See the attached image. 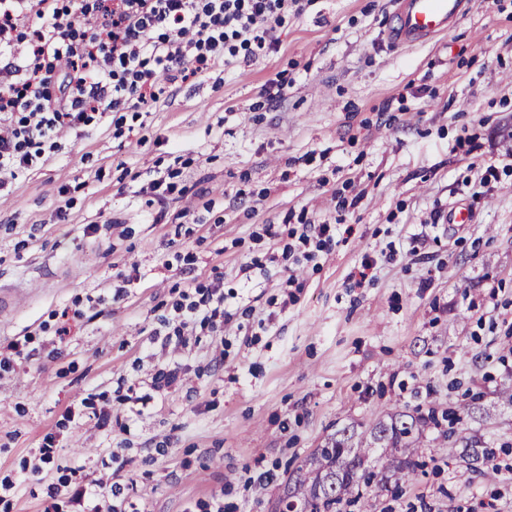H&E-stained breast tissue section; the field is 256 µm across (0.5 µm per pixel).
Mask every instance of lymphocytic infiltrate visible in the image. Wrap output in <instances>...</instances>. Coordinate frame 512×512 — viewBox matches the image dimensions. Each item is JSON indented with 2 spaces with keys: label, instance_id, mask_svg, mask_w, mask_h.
Segmentation results:
<instances>
[{
  "label": "lymphocytic infiltrate",
  "instance_id": "f902f5d3",
  "mask_svg": "<svg viewBox=\"0 0 512 512\" xmlns=\"http://www.w3.org/2000/svg\"><path fill=\"white\" fill-rule=\"evenodd\" d=\"M297 0H0V190L57 147L61 128L91 125L98 114L159 102V75L189 78L238 57L266 55ZM40 21L28 29L29 14ZM176 304L164 325L224 315L219 285Z\"/></svg>",
  "mask_w": 512,
  "mask_h": 512
}]
</instances>
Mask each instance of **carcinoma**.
Instances as JSON below:
<instances>
[{
    "mask_svg": "<svg viewBox=\"0 0 512 512\" xmlns=\"http://www.w3.org/2000/svg\"><path fill=\"white\" fill-rule=\"evenodd\" d=\"M436 423V412L425 416L397 413L366 434L345 427L315 449L285 484L284 496L297 512H342L364 508L373 483H399L414 473L425 429Z\"/></svg>",
    "mask_w": 512,
    "mask_h": 512,
    "instance_id": "obj_1",
    "label": "carcinoma"
}]
</instances>
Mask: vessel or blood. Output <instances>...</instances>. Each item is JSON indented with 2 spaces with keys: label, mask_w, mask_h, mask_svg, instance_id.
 <instances>
[{
  "label": "vessel or blood",
  "mask_w": 512,
  "mask_h": 512,
  "mask_svg": "<svg viewBox=\"0 0 512 512\" xmlns=\"http://www.w3.org/2000/svg\"><path fill=\"white\" fill-rule=\"evenodd\" d=\"M471 0H397L395 20L385 36L395 46L426 43L447 32L470 9Z\"/></svg>",
  "instance_id": "b4317fda"
}]
</instances>
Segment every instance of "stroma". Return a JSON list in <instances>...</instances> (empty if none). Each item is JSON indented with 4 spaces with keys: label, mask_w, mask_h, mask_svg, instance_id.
<instances>
[{
    "label": "stroma",
    "mask_w": 512,
    "mask_h": 512,
    "mask_svg": "<svg viewBox=\"0 0 512 512\" xmlns=\"http://www.w3.org/2000/svg\"><path fill=\"white\" fill-rule=\"evenodd\" d=\"M395 8L309 0L267 55L122 126L104 112L0 199V290L21 295L0 317V512H75L100 477L134 512H274L336 430L461 403L487 455L427 428L416 475L367 512H512V0L398 48ZM167 173L173 192L143 194ZM461 203L471 223H451ZM323 222L328 250L283 258ZM218 276L226 329L167 336L173 302Z\"/></svg>",
    "instance_id": "1"
}]
</instances>
